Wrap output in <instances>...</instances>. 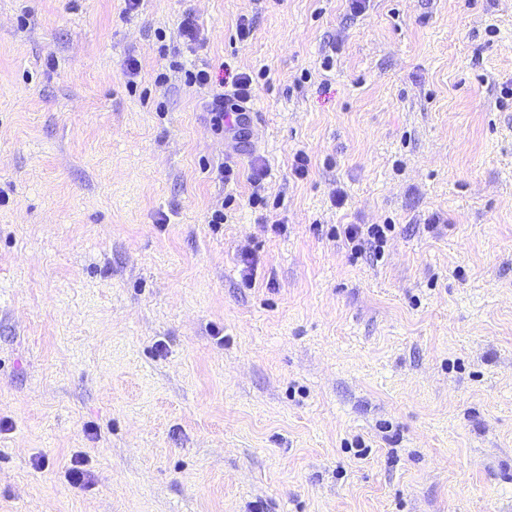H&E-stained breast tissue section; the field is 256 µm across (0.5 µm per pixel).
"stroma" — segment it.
Masks as SVG:
<instances>
[{
    "instance_id": "stroma-1",
    "label": "stroma",
    "mask_w": 512,
    "mask_h": 512,
    "mask_svg": "<svg viewBox=\"0 0 512 512\" xmlns=\"http://www.w3.org/2000/svg\"><path fill=\"white\" fill-rule=\"evenodd\" d=\"M506 88L512 0H0V512H512ZM232 85L236 92L237 101L248 102L250 100L254 85V79L250 73H237L233 77ZM237 101L224 102V94L217 96L213 101L211 110L213 114L212 121L217 129H224V121L231 115L234 117L239 134L247 133L245 112H243ZM394 230L392 224H339L333 234L335 238H343L350 251L349 257L354 261L367 255L381 258L388 233Z\"/></svg>"
}]
</instances>
